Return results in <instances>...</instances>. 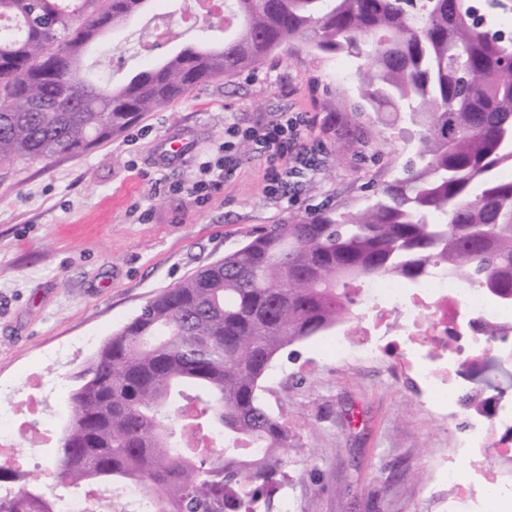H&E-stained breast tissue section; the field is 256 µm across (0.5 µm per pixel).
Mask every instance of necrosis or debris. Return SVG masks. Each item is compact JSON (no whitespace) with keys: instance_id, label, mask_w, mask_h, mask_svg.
I'll list each match as a JSON object with an SVG mask.
<instances>
[{"instance_id":"necrosis-or-debris-1","label":"necrosis or debris","mask_w":512,"mask_h":512,"mask_svg":"<svg viewBox=\"0 0 512 512\" xmlns=\"http://www.w3.org/2000/svg\"><path fill=\"white\" fill-rule=\"evenodd\" d=\"M357 335L337 333L329 344L336 352L350 347L393 352L407 360L426 381L431 400L441 408L454 407L465 387L458 380L453 353H488L490 362L512 371V308L490 302L480 288H465L441 275L414 290L392 279H381L359 291ZM398 326H391L390 316ZM496 323L498 334L487 340L480 325ZM466 458L472 470L490 465L494 473L479 484L454 482L446 502L448 512H483L488 500L512 504V444L499 437L495 426L475 425Z\"/></svg>"}]
</instances>
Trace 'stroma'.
Here are the masks:
<instances>
[{
	"mask_svg": "<svg viewBox=\"0 0 512 512\" xmlns=\"http://www.w3.org/2000/svg\"><path fill=\"white\" fill-rule=\"evenodd\" d=\"M191 4L150 0L94 47L98 73L122 80L197 39L181 22ZM158 13L171 29L156 44L149 21ZM353 71L349 58L296 42L262 69L218 78L81 154L0 165V394L47 408L24 419L18 439L47 492H64L52 463L67 396L98 345L249 233L325 205L355 209L411 156L410 123L372 112ZM280 112L310 117L305 144L317 167L289 195L271 194L265 157L243 142L235 173L198 202L199 165L220 156L225 128L260 127ZM173 141L185 151L170 152ZM32 369L40 387L25 381ZM261 384L293 444L272 512H437L450 494L438 458L477 415L463 407L437 416L401 358L339 357L312 336L281 352Z\"/></svg>",
	"mask_w": 512,
	"mask_h": 512,
	"instance_id": "1",
	"label": "stroma"
}]
</instances>
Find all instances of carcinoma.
<instances>
[{
  "label": "carcinoma",
  "instance_id": "1",
  "mask_svg": "<svg viewBox=\"0 0 512 512\" xmlns=\"http://www.w3.org/2000/svg\"><path fill=\"white\" fill-rule=\"evenodd\" d=\"M148 0H0V163L77 155L218 77L294 42L357 61L374 112L415 127V157L354 210L323 208L251 234L143 305L105 340L69 395L54 461L85 491L134 482L158 512H271L287 478L285 422L259 382L277 355L342 323L352 290L421 284L436 269L512 304V40L478 28L473 0H224V38L200 37L123 83L84 68L87 48ZM247 437L244 463L174 439ZM0 512H56L36 480L0 467Z\"/></svg>",
  "mask_w": 512,
  "mask_h": 512
}]
</instances>
